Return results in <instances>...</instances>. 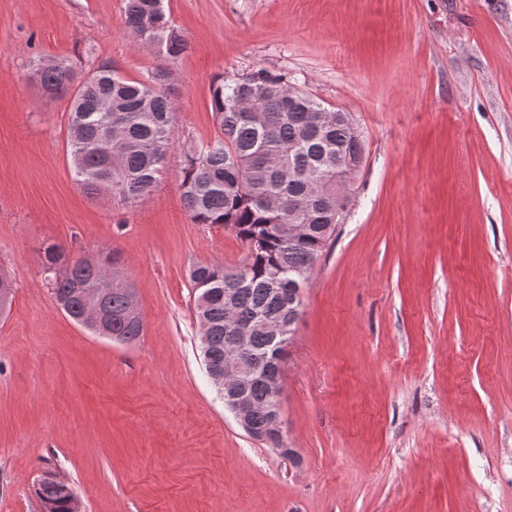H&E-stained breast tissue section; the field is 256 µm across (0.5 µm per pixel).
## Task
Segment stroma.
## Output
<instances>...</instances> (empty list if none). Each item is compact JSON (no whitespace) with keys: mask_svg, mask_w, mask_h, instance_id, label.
<instances>
[{"mask_svg":"<svg viewBox=\"0 0 512 512\" xmlns=\"http://www.w3.org/2000/svg\"><path fill=\"white\" fill-rule=\"evenodd\" d=\"M125 5L0 0V512H40L46 477L82 512H512V0H164L188 43L167 65L177 144L132 208L74 183L69 101L29 78L154 69ZM260 68L366 142L283 362L296 463L211 386L189 270L244 250L181 199L185 150L218 134L213 80ZM52 243L120 253L137 340L57 308Z\"/></svg>","mask_w":512,"mask_h":512,"instance_id":"stroma-1","label":"stroma"}]
</instances>
